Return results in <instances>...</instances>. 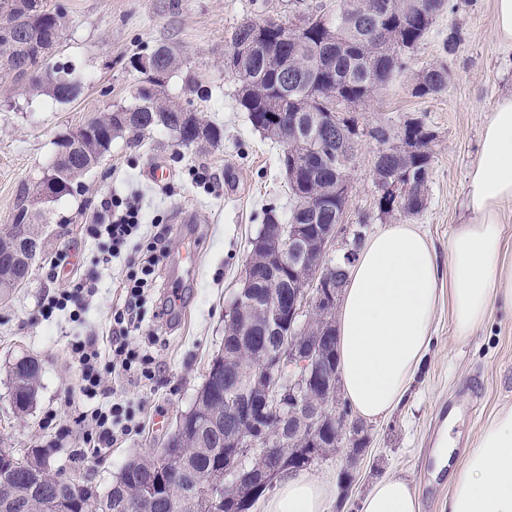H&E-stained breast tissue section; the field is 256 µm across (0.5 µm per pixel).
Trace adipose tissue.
I'll list each match as a JSON object with an SVG mask.
<instances>
[{"label":"adipose tissue","mask_w":512,"mask_h":512,"mask_svg":"<svg viewBox=\"0 0 512 512\" xmlns=\"http://www.w3.org/2000/svg\"><path fill=\"white\" fill-rule=\"evenodd\" d=\"M512 202V94L499 98L484 128L470 172L471 223L448 242L449 276L427 237L413 224H389L367 238L349 267L336 321L344 399L365 420L392 414L405 399L429 347L440 301L451 310L456 338L483 324L495 303L512 306V267L499 266L504 226L499 212ZM436 471H448V512H512V406L482 427L461 462L447 441L434 450ZM335 484L305 472L284 475L264 512H329ZM360 512H422L419 492L387 476L362 497Z\"/></svg>","instance_id":"obj_1"}]
</instances>
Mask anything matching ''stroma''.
<instances>
[{
  "label": "stroma",
  "instance_id": "obj_1",
  "mask_svg": "<svg viewBox=\"0 0 512 512\" xmlns=\"http://www.w3.org/2000/svg\"><path fill=\"white\" fill-rule=\"evenodd\" d=\"M411 55L407 70L377 91L354 116L361 132L350 171V193L342 223L373 234L388 224L378 209L380 191L374 162L377 126L400 129L421 119L432 132L434 161L426 204L412 222L432 243L440 268L448 266V240L466 223L468 173L477 158L481 133L496 99L512 92V47L495 33L493 0H453ZM49 10L64 9L67 26L56 48L58 61L70 62L81 86L72 102L47 94L22 96L13 75L0 73V228L13 223L18 207L39 211L46 247L26 284L0 299V445L23 453L40 448L53 468L70 478L109 488L130 460L154 455L189 410L214 356L224 344V320L241 286L250 241L263 222L266 205L287 213L291 200L280 167L283 147L256 131L237 105L236 76L224 67L233 33L246 19L296 21L317 9L334 15L339 0H43ZM461 44L453 57L447 89L435 96L412 92L413 75L443 55L449 28ZM162 45L175 47L183 66L167 83L169 96L224 129L219 146L199 150L176 145L166 131L124 133L110 152L81 180L76 193L51 204H37L32 189L54 160L57 143L115 105H129L139 86L136 56ZM168 176L153 181L154 167ZM138 199L147 244L157 224L170 229L171 244L161 260L157 282L136 333V345L151 349L155 375L140 385H124L142 428L99 457L76 463L83 426L77 418L94 405H108L111 394L87 400L77 388L80 367L69 352L72 340L105 341L112 328L116 289L133 268L135 248L103 263L102 241L87 227L107 223L106 195ZM195 239V268L182 259ZM66 258L70 278L94 286L78 318L69 311L44 316V296L65 281L49 272ZM180 298L165 309L171 290ZM29 355L42 366L38 401L24 416L14 414L7 381L9 364ZM512 406V307L496 304L486 322L464 340L456 339L447 304H440L424 366L408 397L385 420L370 424L371 443L353 472L348 498L331 512H359V501L385 476L407 479L421 494L423 512H447V478H432L431 453L449 408L461 410L450 432L456 448L470 447L485 422Z\"/></svg>",
  "mask_w": 512,
  "mask_h": 512
}]
</instances>
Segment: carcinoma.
<instances>
[{
    "instance_id": "carcinoma-1",
    "label": "carcinoma",
    "mask_w": 512,
    "mask_h": 512,
    "mask_svg": "<svg viewBox=\"0 0 512 512\" xmlns=\"http://www.w3.org/2000/svg\"><path fill=\"white\" fill-rule=\"evenodd\" d=\"M447 0H340L336 15L328 21L318 12L301 16L307 29L301 38L284 41L280 34L264 35L263 22L245 20L236 29L232 43L244 53L249 86L237 90L238 104L248 113L255 130L276 141L272 130L273 113L283 114L284 122L297 123L303 139L284 145L280 165L289 153L307 149L320 151L327 162L313 166L288 181L293 203L287 223L306 224L312 234L325 232L329 225L341 223L339 211L346 205L341 197L331 198L338 183H349V169L357 144L343 142L342 134L359 133L356 119L344 117L339 128L328 121L327 113L343 99L357 106L389 84L407 69L395 44L414 49L430 31ZM11 26H0V61L10 63L12 73L21 80L26 94L47 92L66 103L81 93V85L68 79L63 64L53 62L52 46L65 28V13H53L42 0H0V17ZM336 29V41H327V27ZM461 41L459 29H448L443 40L444 58L414 75L413 94L436 95L448 87L451 57ZM159 65L168 73L181 67V55L170 46L155 50ZM141 75L135 103L120 106L95 119L94 137L79 142L56 168L65 178L56 183L54 200L73 195L79 179L110 150L112 139L126 131L146 134L163 128L173 134L182 131V145L215 147L224 130L200 117L204 138L186 130V108L167 97L165 90L149 86ZM370 136L380 144L374 175L378 187L395 177L417 183V191L401 198L387 215L412 217L425 205L433 152V135L420 119H411L397 131L376 127ZM413 140L419 149L400 152L392 140ZM44 245L43 231L35 217L22 207L16 221L0 232V296L25 283L30 265L23 260L26 246ZM251 297L242 308L229 312L224 327V348L208 368L192 407L182 414L181 438L167 443L147 458L129 463L104 494L93 486L73 479L61 485L62 475L52 468L46 454L33 448L18 454L0 448V512H131V504L144 497L153 500L152 512H214L208 493L224 495L221 477L229 467L241 468L240 476L262 497L264 484L274 469L288 471L308 466L309 458L300 443L288 437V407L266 414L264 425L277 451L269 455L244 454L224 446V408L234 400L239 386L261 384L267 376L262 360L274 344L263 326L261 310L274 293L290 288L296 276L274 265L258 264L250 270ZM321 355L334 377L340 381L336 356V330L321 338ZM42 368L38 359L22 356L11 363L8 380L11 402L20 415L35 406Z\"/></svg>"
}]
</instances>
